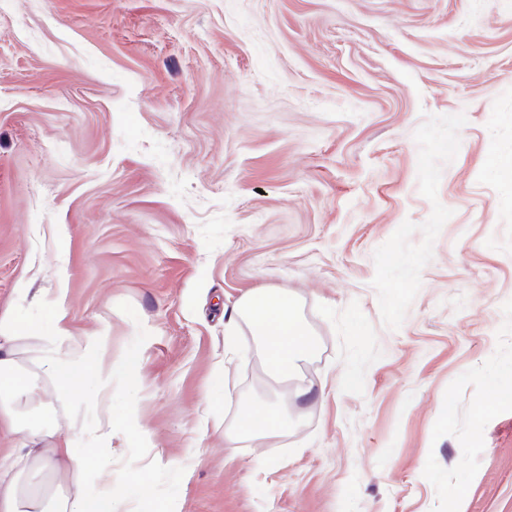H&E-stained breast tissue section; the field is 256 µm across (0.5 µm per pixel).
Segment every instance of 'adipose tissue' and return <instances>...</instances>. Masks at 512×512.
<instances>
[{"label": "adipose tissue", "mask_w": 512, "mask_h": 512, "mask_svg": "<svg viewBox=\"0 0 512 512\" xmlns=\"http://www.w3.org/2000/svg\"><path fill=\"white\" fill-rule=\"evenodd\" d=\"M65 288L54 291L37 320L21 316L0 320V406L11 419H31V447L16 449L0 462V512H126L124 499L112 489V412L101 399L113 376L134 380L139 361L130 357L99 367L104 334L73 336ZM240 312L258 336L267 369L288 379L307 360L313 344L287 289L248 293ZM39 341L34 367H27L19 337ZM52 382L56 397L93 417L81 434L62 433L53 399L31 407L40 378Z\"/></svg>", "instance_id": "ef3b65f1"}]
</instances>
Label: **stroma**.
Wrapping results in <instances>:
<instances>
[{
  "label": "stroma",
  "mask_w": 512,
  "mask_h": 512,
  "mask_svg": "<svg viewBox=\"0 0 512 512\" xmlns=\"http://www.w3.org/2000/svg\"><path fill=\"white\" fill-rule=\"evenodd\" d=\"M508 157L512 0H0V318L63 285L139 359L128 512H512ZM258 407L287 434L226 447ZM240 312L254 335L259 337L267 369L288 379L313 350L306 336L300 312L285 288L261 289L248 293L240 302Z\"/></svg>",
  "instance_id": "35a3bbf8"
}]
</instances>
